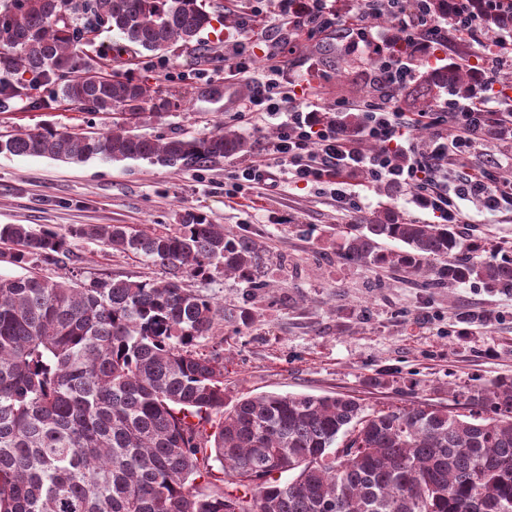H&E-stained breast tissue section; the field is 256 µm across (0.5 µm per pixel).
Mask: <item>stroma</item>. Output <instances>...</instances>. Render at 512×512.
I'll return each mask as SVG.
<instances>
[{"mask_svg": "<svg viewBox=\"0 0 512 512\" xmlns=\"http://www.w3.org/2000/svg\"><path fill=\"white\" fill-rule=\"evenodd\" d=\"M250 0H206L224 23L203 33L212 52L200 60L188 55H137V74L162 90L182 94L178 109L148 118L138 131L146 136L197 135L221 123L256 144L246 155L224 159L201 171H180L146 160L69 164L42 157L0 155V224H146L179 222L193 211L228 230L248 231L269 247L265 287L253 289L234 277L211 281L206 290L221 308L213 333L224 359L227 403L266 392L315 396L344 393L371 408L409 406L427 401L453 406L457 386L479 384L512 374V294L475 284L415 288L378 268L348 265L336 254L335 227L372 217L389 205L423 224L435 216L418 208L409 186L378 194L371 181L350 176L357 203L349 208L329 191L288 180L269 146L288 112L335 108L337 101L360 102L370 88L369 53H348L335 28L313 34L311 48L270 51L287 34V18L276 0H263L252 13ZM244 44V69L225 71L224 49ZM286 85L299 86L295 98L277 112L245 108L270 64ZM111 126L108 114L90 115L75 105L49 108L16 104L0 112V133L45 124L83 128ZM267 181L230 196L226 190L248 167ZM468 217L466 234L487 244L512 247V206L486 212L477 198L460 201ZM61 266L39 265V275L57 280L76 268L78 278L141 280L160 270L140 258L86 239L71 242ZM253 322L242 324V312Z\"/></svg>", "mask_w": 512, "mask_h": 512, "instance_id": "35a3bbf8", "label": "stroma"}]
</instances>
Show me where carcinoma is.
Segmentation results:
<instances>
[{
  "instance_id": "obj_1",
  "label": "carcinoma",
  "mask_w": 512,
  "mask_h": 512,
  "mask_svg": "<svg viewBox=\"0 0 512 512\" xmlns=\"http://www.w3.org/2000/svg\"><path fill=\"white\" fill-rule=\"evenodd\" d=\"M0 0V112L48 87L55 103L92 113L126 107L162 117L180 105L136 75L123 55L204 58L214 14L203 0ZM126 43L108 51L98 32ZM88 63L121 64L118 77L72 81ZM421 109L433 90L475 92L471 66L419 75ZM317 117L353 137L354 115ZM239 131L148 137L121 122L100 131L41 126L0 137V154L147 160L204 170L249 152ZM338 259L388 268L423 288L476 284L512 293V256L456 224H419L388 208L339 224ZM73 239L96 241L161 268L145 280L71 285L34 273L0 276V512H512V377L459 393L468 412L431 403L368 410L346 395L265 393L226 408L224 361L214 340L215 299L184 284L233 276L251 288L266 248L258 239L186 212L164 231L131 224H0L9 262L58 265ZM399 241L387 251L383 241Z\"/></svg>"
}]
</instances>
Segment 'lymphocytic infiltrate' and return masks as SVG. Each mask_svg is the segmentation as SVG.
Here are the masks:
<instances>
[{"mask_svg": "<svg viewBox=\"0 0 512 512\" xmlns=\"http://www.w3.org/2000/svg\"><path fill=\"white\" fill-rule=\"evenodd\" d=\"M385 19L396 27L399 39L420 47L440 43L445 37L431 0H361L355 22L339 32L348 51L371 45L374 28ZM375 54L373 84L378 96L363 104L368 113L364 134L380 143V151L365 155L337 125L317 119L315 113H289L272 151L287 162L294 182L331 185L337 202L348 205L352 198L344 177L363 170L375 182L413 186L416 205L448 224L462 223L457 201L469 195L479 198L490 211L512 204L511 180L497 179L488 169L468 163L471 152L489 133L512 141V113L498 109L512 97V91L490 80L470 103L449 97L433 112H394L388 106L393 93L412 82L414 75L408 63L392 51L379 47ZM419 124L435 130L425 150L395 145V138ZM452 167L460 171L454 186L448 183Z\"/></svg>", "mask_w": 512, "mask_h": 512, "instance_id": "obj_1", "label": "lymphocytic infiltrate"}]
</instances>
